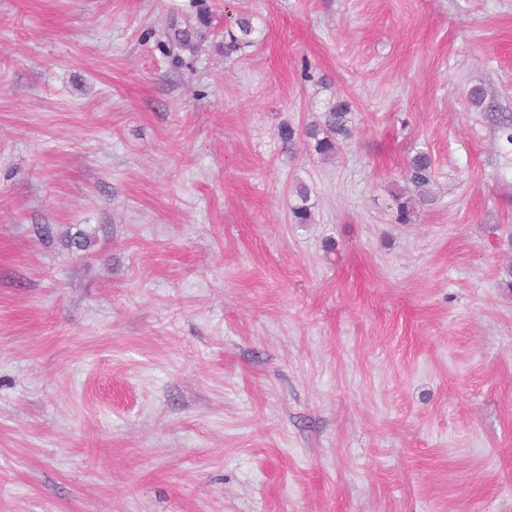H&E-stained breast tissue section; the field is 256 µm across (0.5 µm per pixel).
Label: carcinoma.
Instances as JSON below:
<instances>
[{"label": "carcinoma", "mask_w": 512, "mask_h": 512, "mask_svg": "<svg viewBox=\"0 0 512 512\" xmlns=\"http://www.w3.org/2000/svg\"><path fill=\"white\" fill-rule=\"evenodd\" d=\"M196 8L197 26L178 28L171 26V41L180 47H187L193 36L200 34V29L209 27L210 16L204 0H192ZM262 35V29L254 23V18L247 12H240L233 21L224 25V54L242 52L254 46ZM489 118L497 128L499 140L503 147H512V113L490 112ZM353 134L352 112L350 104L339 101L321 118L299 128L286 121L278 127V140L282 148L293 152L301 144L310 145L313 150L323 156L332 157L339 153ZM435 177V161L427 149H417L408 156L403 170V179L411 191V195L399 194L395 200V221L399 224H411L416 217V205H430L433 202L430 186ZM295 202L292 206L294 223L308 224L311 221L312 209L311 190L305 184L294 185Z\"/></svg>", "instance_id": "cac0c4a2"}]
</instances>
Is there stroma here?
<instances>
[{
    "label": "stroma",
    "mask_w": 512,
    "mask_h": 512,
    "mask_svg": "<svg viewBox=\"0 0 512 512\" xmlns=\"http://www.w3.org/2000/svg\"><path fill=\"white\" fill-rule=\"evenodd\" d=\"M206 5L0 0V512H512V0ZM262 35V29L247 12H239L233 21L224 25V55L242 52L254 46ZM350 111L348 102L339 101L302 129L284 121L278 127V140L288 152L297 150L301 143L309 146L313 141V150L320 156H336L353 134ZM402 176L411 195L399 194L394 197V218L398 224H411L417 214L415 205L424 206L433 202L430 186L435 177V161L430 151L416 149L408 156ZM295 202L292 215L295 224H310L314 203H311V190L305 184L298 182L294 185Z\"/></svg>",
    "instance_id": "35a3bbf8"
}]
</instances>
